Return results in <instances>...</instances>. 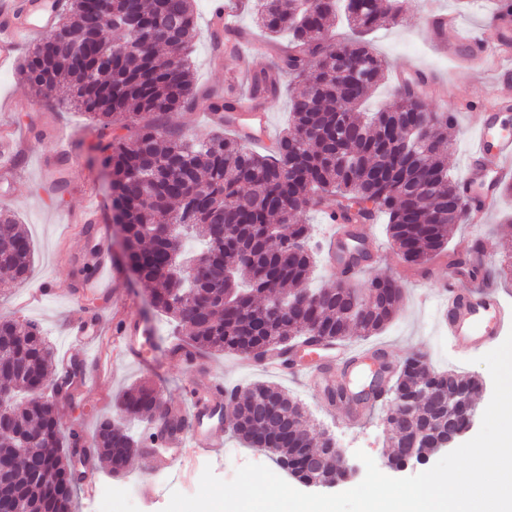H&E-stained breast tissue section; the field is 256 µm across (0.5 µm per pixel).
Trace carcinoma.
Wrapping results in <instances>:
<instances>
[{
  "instance_id": "obj_1",
  "label": "carcinoma",
  "mask_w": 512,
  "mask_h": 512,
  "mask_svg": "<svg viewBox=\"0 0 512 512\" xmlns=\"http://www.w3.org/2000/svg\"><path fill=\"white\" fill-rule=\"evenodd\" d=\"M195 0H66L55 29L40 37L19 73L39 98L60 87L70 102L91 114L100 129L121 123L135 127L130 137H100L91 162L110 176L113 220L123 225L127 268L152 285L150 305L185 330L188 352L252 354L278 350L286 355L304 337L346 340L355 331L369 336L397 314L402 288L374 277L364 293L340 280L309 291L315 253L303 242L312 225L303 214L316 200L333 197L334 216L346 224L387 218V233L405 261L421 269L439 257L475 279L512 278V260L482 270L448 251L453 227L465 223L460 182L448 173L450 112H433L420 83L396 90L386 108L367 116L362 102L382 80L385 62L368 37L401 10L397 0H253L258 27L270 37L288 36L287 49L273 67L252 73L250 97L261 108L276 98L281 78H303L287 130L274 147L260 153L238 137H187L164 117L183 109L209 113L222 125L238 111L230 94L198 96L189 51L195 35ZM343 13L354 38L342 46L359 67L336 65L329 31ZM136 16L141 32L109 17ZM211 43L235 53L237 40L212 13ZM83 34L90 52L79 59L69 37ZM201 239L205 267L183 261V239ZM34 247L17 216L0 210V271L9 281L0 294L28 278ZM53 356L46 333L35 323L0 317V403L10 417L0 426V464L8 465L23 440H31L24 465L4 478L0 492L10 512H73L76 482L62 451L57 400L44 388ZM425 355L409 357L391 379L390 395L414 396L427 382L437 388L453 381L473 393L481 384L452 371L432 372ZM276 403L269 415L261 403ZM120 419L100 421L89 446L109 465L124 471L139 449L162 435H141L129 422L147 420L160 408L148 382L117 399ZM231 432L249 448L277 453L278 465L301 482L310 477L306 457L318 448L319 476L340 482L345 471L334 462L331 444H316L300 405L268 383L252 384L235 402ZM415 427L442 433L448 405H422Z\"/></svg>"
}]
</instances>
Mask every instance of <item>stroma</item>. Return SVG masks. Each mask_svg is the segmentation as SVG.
Here are the masks:
<instances>
[{
  "instance_id": "35a3bbf8",
  "label": "stroma",
  "mask_w": 512,
  "mask_h": 512,
  "mask_svg": "<svg viewBox=\"0 0 512 512\" xmlns=\"http://www.w3.org/2000/svg\"><path fill=\"white\" fill-rule=\"evenodd\" d=\"M437 9L455 15L464 29L472 31L486 43L496 41L500 33L494 24L499 0H471L462 6L460 0H433ZM213 0H196L198 15L197 35L193 41L192 71L198 91H224L234 88L238 96L248 93L247 72L267 67L272 56L266 52L249 55L247 63L238 56L213 52L208 23ZM372 47L387 64V78L368 100L367 109L392 102L395 75L401 70H421L447 84L444 96L427 95L429 107L436 112L450 111L455 115L452 148L448 154V169L456 177H463L470 133L481 118L484 108L492 104L496 95H512V82L499 80L501 69L511 65L507 59L488 56L478 63L449 57L438 51L429 41L418 0H404L398 24L387 25L373 33ZM69 94L57 91L41 108H34L36 99L32 88L21 79L16 69L0 70V125L15 129L23 157L21 167L13 173L0 176V207L13 210L21 219L36 247V259L30 280L0 297V316L21 322L38 324L54 345L55 356L69 354L71 359L83 362L87 380L76 384L74 396L59 406L63 432L78 431L83 439H90L98 421L116 415V400L130 386L143 380L156 385L165 405L182 400L184 387L193 370L177 356H157L146 366H138L113 355L111 348L94 344L90 350L71 347L68 325L73 306L94 304V316L100 336H108L113 327V299L131 300L139 317L151 323L159 338L173 339L175 329L166 317L152 310L148 303L150 289L134 282L131 273H122L115 297H103L85 292L80 269L90 261L92 247L122 263V247L112 237L88 241L81 233L80 215L90 199L100 203L96 214L99 224L112 226V210L108 203L107 179L98 165L89 158L98 140V132L87 113L77 110L68 101ZM73 131L74 153L78 163L69 169L70 186L63 195L51 191L56 176L58 154L53 141L59 130ZM92 174L93 182H86L85 174ZM333 200H324L321 207L310 211L307 221L314 226V250L317 262L310 273L313 288L334 286L341 278L339 270L330 266L326 251L324 224L327 210L333 209ZM512 215V195L500 196L490 217L483 224H461L452 234L448 248L459 254L481 245L495 260H502L512 250V225L506 221ZM386 217L370 223L379 250L369 261L361 264L351 277L352 283L366 287L373 277H388L398 281L404 297L399 312L387 328L377 334L363 337L354 335L346 345L355 350L380 348L393 367H400L415 352L437 356L436 370L452 369L464 376L477 379L483 388L484 399H491L493 381L488 370L477 359L480 350L460 352L450 347L448 332L440 325L438 302L421 303L425 291L438 287L448 275L446 259L430 262L426 269L410 270L397 248L388 240ZM205 372L223 381L225 388L245 389L255 382L279 384L291 396L297 397L314 432L333 434L347 457L364 451L375 463H382L390 445L389 430L384 424L385 405H377L358 420H351V407L340 403L329 406L318 389L299 376L276 378L259 368L240 365L237 355L212 353L202 359ZM248 463H258L276 469L273 453L244 447L232 434L224 436V453L216 456L206 452L188 453L178 473L165 482H158L149 471L144 456L134 457L123 477H112L105 463H98L90 477L96 489L112 488V512H163L172 491L195 494L204 468H211L220 479H233L237 469ZM158 485L156 495L136 493L133 498L120 497L119 491L127 484Z\"/></svg>"
}]
</instances>
